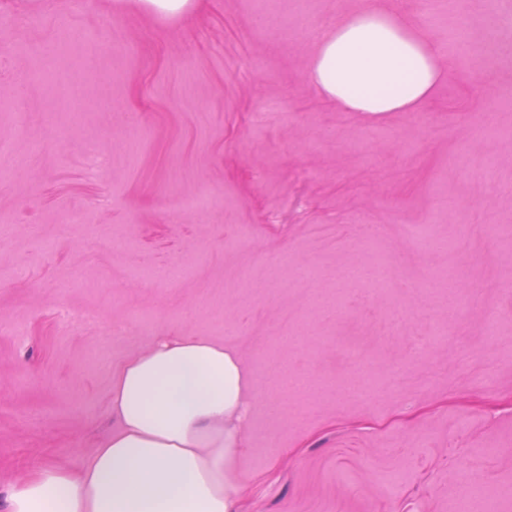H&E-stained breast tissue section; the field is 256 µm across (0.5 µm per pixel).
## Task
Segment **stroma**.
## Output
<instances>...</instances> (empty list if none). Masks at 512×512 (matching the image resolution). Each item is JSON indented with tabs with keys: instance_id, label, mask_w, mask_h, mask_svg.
Wrapping results in <instances>:
<instances>
[{
	"instance_id": "stroma-1",
	"label": "stroma",
	"mask_w": 512,
	"mask_h": 512,
	"mask_svg": "<svg viewBox=\"0 0 512 512\" xmlns=\"http://www.w3.org/2000/svg\"><path fill=\"white\" fill-rule=\"evenodd\" d=\"M28 2L0 0V500L89 459L113 368L178 333L252 376L241 512H512V0H386L470 45L379 114L305 80L366 0ZM202 0H114L116 7H135L162 18L194 13Z\"/></svg>"
}]
</instances>
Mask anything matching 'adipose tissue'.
Returning <instances> with one entry per match:
<instances>
[{"label":"adipose tissue","mask_w":512,"mask_h":512,"mask_svg":"<svg viewBox=\"0 0 512 512\" xmlns=\"http://www.w3.org/2000/svg\"><path fill=\"white\" fill-rule=\"evenodd\" d=\"M440 49L396 11L370 4L318 37L307 82L347 112H410L447 76ZM249 375L238 355L165 336L112 373L116 429L83 465L46 464L0 512H239Z\"/></svg>","instance_id":"obj_1"}]
</instances>
